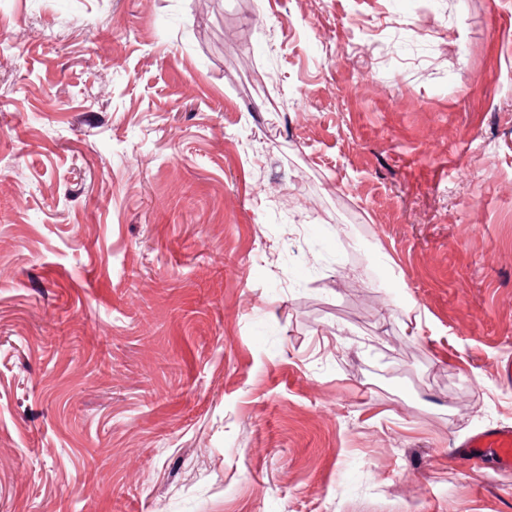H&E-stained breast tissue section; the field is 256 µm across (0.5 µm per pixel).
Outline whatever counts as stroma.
I'll return each mask as SVG.
<instances>
[{
    "instance_id": "35a3bbf8",
    "label": "stroma",
    "mask_w": 512,
    "mask_h": 512,
    "mask_svg": "<svg viewBox=\"0 0 512 512\" xmlns=\"http://www.w3.org/2000/svg\"><path fill=\"white\" fill-rule=\"evenodd\" d=\"M512 0H0V512H512ZM457 453L468 459L490 458L497 471L512 469V425L485 426L467 436L457 446Z\"/></svg>"
}]
</instances>
